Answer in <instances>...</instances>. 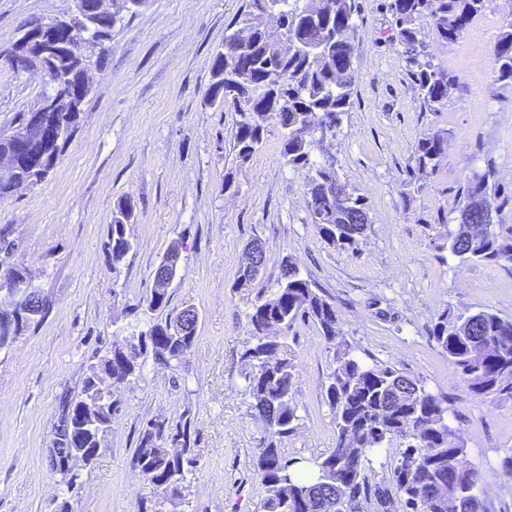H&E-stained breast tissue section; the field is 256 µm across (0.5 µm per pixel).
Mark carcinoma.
I'll return each mask as SVG.
<instances>
[{
  "mask_svg": "<svg viewBox=\"0 0 512 512\" xmlns=\"http://www.w3.org/2000/svg\"><path fill=\"white\" fill-rule=\"evenodd\" d=\"M274 15L252 10L253 0L226 28L224 45L211 54L209 100L213 105L237 106L234 88L223 83L224 58L243 47L255 62L252 89L257 112H237L230 143L236 163L244 166L259 152L268 134L261 110L288 108L294 126L279 130L283 165L305 183L310 223L319 237L340 250L354 249L370 229L365 199L342 181L338 169L319 161L323 133L336 134L352 107L355 69L353 39L359 19V0H322L312 13L303 0H272ZM488 0H388L406 69L420 107L432 110L456 84L451 72L436 66L428 51L424 25L435 39L448 41V30L460 37ZM276 38L300 44L288 58L273 50ZM497 80L512 83V9L504 16L493 54ZM448 146V130H429L418 139L413 178L418 187L432 176ZM506 205L488 166L460 186L456 227L437 234L440 245L462 262L512 263V225L497 224L487 237L466 233V224H488ZM136 207L126 199L112 214L107 251L112 263L134 248L128 225ZM166 267L153 272V287L124 316L152 315L147 328L115 336L81 381L77 396L62 406L52 465L67 487L80 479L73 467L105 441L113 418L121 411L119 393L142 373L150 358L173 371L197 338V311L170 307L169 289L160 287ZM163 313L158 319L155 314ZM249 337L239 352L244 391L260 440L251 461L263 496L258 512H439L436 502L448 493L453 512H488L483 476L468 460L459 429L451 425L448 395L433 392L420 379L396 365L357 354L358 347L338 338L336 304L305 276L299 261L282 257L277 287L258 288L246 314ZM319 329L332 364L322 383V396L332 414L334 446L312 458L290 456L281 444L299 421L296 401L298 364L290 335L300 321ZM430 338L476 396L512 397V319L481 310L468 315L442 311ZM190 421L175 425L150 419L139 432L131 467L153 495L141 499L139 512H177L197 467ZM385 448L396 456L378 460ZM344 480L348 490L337 481Z\"/></svg>",
  "mask_w": 512,
  "mask_h": 512,
  "instance_id": "1",
  "label": "carcinoma"
}]
</instances>
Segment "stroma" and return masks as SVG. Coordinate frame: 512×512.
Returning <instances> with one entry per match:
<instances>
[{
  "label": "stroma",
  "instance_id": "stroma-1",
  "mask_svg": "<svg viewBox=\"0 0 512 512\" xmlns=\"http://www.w3.org/2000/svg\"><path fill=\"white\" fill-rule=\"evenodd\" d=\"M353 41V106L325 147L342 180L363 195L371 227L355 250L335 249L310 224L303 178L279 158L277 126L260 152L237 166L229 151L233 107L211 105L210 55L224 42L242 0H149L112 33L108 66L92 75L78 132L49 176L0 203L10 245L0 272L22 270L47 315L0 350V512H136L148 488L130 466L149 419L191 422L198 467L179 512H256L262 496L251 466L259 440L238 361L254 295L235 287L245 249L262 241V286L275 287L280 260L297 257L305 276L334 298L344 337L446 393L484 477L490 512H512V398L473 395L428 338L443 310L489 309L512 319V266L443 256L435 226L451 217L469 169L492 164L512 195V85L496 81L494 45L504 0H488L453 42L430 40L434 64L457 86L435 111L421 109L393 38L385 0H359ZM70 0H0V51L28 19L61 16ZM44 87L40 76L0 67V128L12 126ZM449 131L448 147L424 188L408 171L420 134ZM232 177L235 191L224 188ZM131 199L136 246L113 262L105 244L112 212ZM181 241L171 305L194 306L197 340L178 370L146 361L96 460L67 489L51 454L61 398H74L96 352L137 321L123 317L152 286V273ZM299 366L298 428L288 454L311 458L334 442L322 382L332 360L317 327L293 329Z\"/></svg>",
  "mask_w": 512,
  "mask_h": 512
}]
</instances>
